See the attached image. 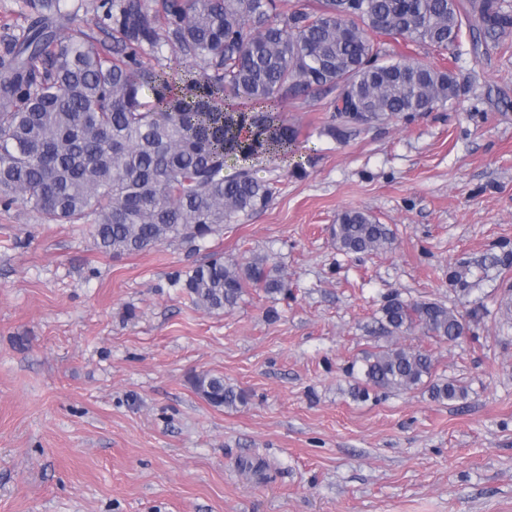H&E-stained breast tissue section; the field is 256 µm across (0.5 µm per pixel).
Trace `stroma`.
<instances>
[{
	"label": "stroma",
	"mask_w": 512,
	"mask_h": 512,
	"mask_svg": "<svg viewBox=\"0 0 512 512\" xmlns=\"http://www.w3.org/2000/svg\"><path fill=\"white\" fill-rule=\"evenodd\" d=\"M62 6L111 45L101 0ZM383 43L452 72L456 97L339 138L330 95L288 99L298 163L251 161L270 202L195 246L113 256L90 225L0 204V512H512V27ZM348 209L392 248L339 250ZM215 253L267 258L288 295L194 305L181 282ZM394 294L454 309L469 337L386 333ZM395 343L465 397L355 395L365 356ZM200 373L243 403L210 405Z\"/></svg>",
	"instance_id": "stroma-1"
}]
</instances>
